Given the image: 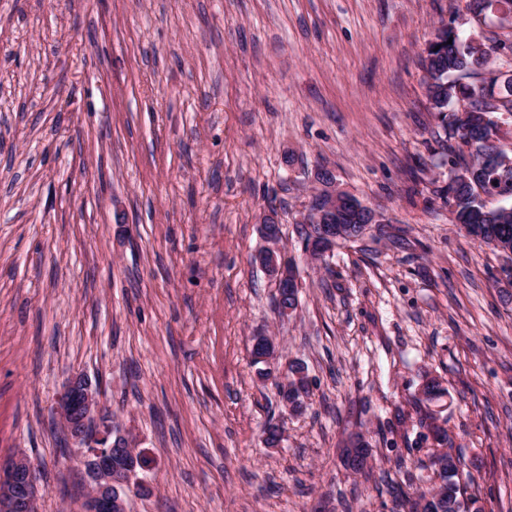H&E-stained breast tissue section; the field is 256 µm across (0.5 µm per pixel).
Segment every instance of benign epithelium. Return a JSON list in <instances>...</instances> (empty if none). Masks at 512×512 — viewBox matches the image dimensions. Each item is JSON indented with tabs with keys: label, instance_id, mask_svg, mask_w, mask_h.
I'll return each mask as SVG.
<instances>
[{
	"label": "benign epithelium",
	"instance_id": "7a95c632",
	"mask_svg": "<svg viewBox=\"0 0 512 512\" xmlns=\"http://www.w3.org/2000/svg\"><path fill=\"white\" fill-rule=\"evenodd\" d=\"M321 188L299 220L301 224H329L336 208L352 195L336 188L331 172H320ZM262 235L265 246L260 266L271 274L279 288L299 287L296 268L287 265L277 236L278 223L273 216L264 219ZM337 236L314 234L302 240L308 258L317 260L336 246ZM98 410L96 392L82 374L70 376L57 396L55 421L75 447L81 449L82 465L89 496L81 512H122L125 497L136 469L144 465V457L135 437L121 432L109 419L92 429L90 424ZM37 471L24 455L0 460V512H37Z\"/></svg>",
	"mask_w": 512,
	"mask_h": 512
}]
</instances>
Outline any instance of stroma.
I'll use <instances>...</instances> for the list:
<instances>
[{
    "label": "stroma",
    "mask_w": 512,
    "mask_h": 512,
    "mask_svg": "<svg viewBox=\"0 0 512 512\" xmlns=\"http://www.w3.org/2000/svg\"><path fill=\"white\" fill-rule=\"evenodd\" d=\"M461 0H0V458L40 512H78L52 420L84 374L147 454L127 512H393L389 470L429 486L428 403L487 512H512V301L499 259L430 201L448 159L419 60ZM383 233L302 266L279 318L256 255L289 254L319 170ZM276 336L270 376L251 338ZM308 365V408L279 387ZM404 418H397V411ZM285 431L263 443L268 421ZM374 455L344 469L349 432ZM445 392L440 382L437 379L428 380L423 386L422 395L414 398L415 413L417 415V425L423 428H427L434 433L439 442L450 441L447 431L441 426L436 424V417L433 413L423 412L422 404L424 402H430Z\"/></svg>",
    "instance_id": "obj_1"
}]
</instances>
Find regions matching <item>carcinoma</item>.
I'll list each match as a JSON object with an SVG mask.
<instances>
[{
    "instance_id": "carcinoma-1",
    "label": "carcinoma",
    "mask_w": 512,
    "mask_h": 512,
    "mask_svg": "<svg viewBox=\"0 0 512 512\" xmlns=\"http://www.w3.org/2000/svg\"><path fill=\"white\" fill-rule=\"evenodd\" d=\"M465 9L476 20L493 9L512 14V0H466ZM455 22L454 17L439 21L420 64L427 86L429 111L436 114L443 130L436 134L431 150L448 156L450 172L465 167L472 170L474 178L465 182L450 175L448 182L432 188L431 195L432 199H439L450 207L453 223L461 225L470 237L501 256L505 249L512 250V165L496 167L491 161L484 160V152L488 143L499 147L505 137L512 134V121L502 118L505 113L512 116V99L499 104L494 97L493 84L477 90L460 82L457 75L486 66L495 54L512 51V40L494 38L487 46L463 37ZM459 98L470 99L468 110L456 112L450 109ZM489 198L498 199L499 204L488 206ZM365 222L366 215L354 204L337 211L336 223L348 225L355 238ZM444 392L440 382L433 378L423 386L422 395L414 398L417 425L432 431L440 442L449 439L448 433L436 424L432 413L422 410V404ZM280 394L291 407L292 414H300L307 408L305 398L309 392L301 393L290 387ZM282 439V427L268 422L264 429V444L275 448ZM430 468L433 486L411 492L400 491L399 508H406L408 512H483L477 506L478 498L468 493L473 480L461 481L463 463L452 449L432 453Z\"/></svg>"
}]
</instances>
